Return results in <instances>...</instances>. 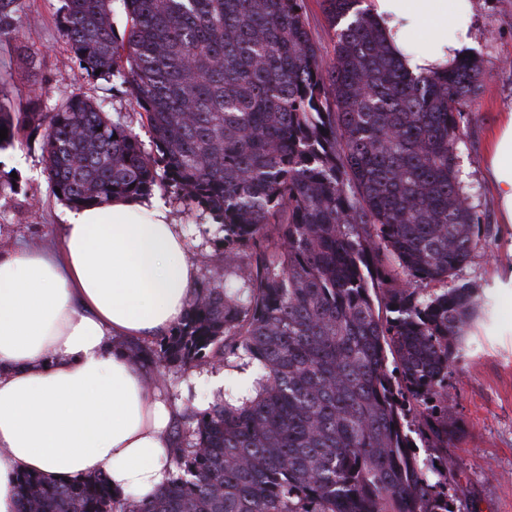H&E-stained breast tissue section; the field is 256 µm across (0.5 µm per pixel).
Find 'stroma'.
<instances>
[{
    "label": "stroma",
    "mask_w": 512,
    "mask_h": 512,
    "mask_svg": "<svg viewBox=\"0 0 512 512\" xmlns=\"http://www.w3.org/2000/svg\"><path fill=\"white\" fill-rule=\"evenodd\" d=\"M63 7L64 0H21L15 32L0 37V64L12 68L5 92L14 110L26 111L36 98L42 111L48 112L80 93L103 101L106 112L125 113L143 146H150L151 133L126 94L114 91L106 81L80 78L59 33ZM473 12L472 54L481 61L484 78L464 115L465 136L458 156L471 203L490 232L459 279L480 287L490 314L472 328L448 376V392L464 431L460 446L448 451L453 463L448 492L456 496L460 512H512V231L497 222L484 158L501 112L512 109V0H473ZM18 43L35 56L37 69L17 65ZM44 167L39 141L0 151V182L7 184L0 189V251L20 244L58 247L67 205L52 194ZM152 197L170 209L182 228L188 255L197 261L199 280L222 276V266L207 259L212 227L201 221L199 211L170 193L156 191ZM218 379L236 391L246 383L243 371L224 367L175 369L167 374L162 392L180 410L175 425H182L190 410L206 407Z\"/></svg>",
    "instance_id": "stroma-1"
}]
</instances>
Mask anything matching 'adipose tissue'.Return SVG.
I'll use <instances>...</instances> for the list:
<instances>
[{
    "mask_svg": "<svg viewBox=\"0 0 512 512\" xmlns=\"http://www.w3.org/2000/svg\"><path fill=\"white\" fill-rule=\"evenodd\" d=\"M401 67L447 71L473 46L471 0H368ZM499 221L512 225V110L487 153ZM196 267L168 207L116 199L66 210L57 249L0 252V512L17 478L104 474L114 492L153 493L174 440L173 409L121 343L185 315Z\"/></svg>",
    "mask_w": 512,
    "mask_h": 512,
    "instance_id": "1",
    "label": "adipose tissue"
}]
</instances>
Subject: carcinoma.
<instances>
[{"label": "carcinoma", "mask_w": 512, "mask_h": 512, "mask_svg": "<svg viewBox=\"0 0 512 512\" xmlns=\"http://www.w3.org/2000/svg\"><path fill=\"white\" fill-rule=\"evenodd\" d=\"M64 2L80 77L124 88L153 149L74 94L53 112L1 97L0 150L39 137L73 207L159 188L208 215L234 284L198 283L184 319L132 342V360L150 383L186 367L256 377L188 416L151 495L118 496L102 474H23L19 512H456L448 374L483 309L457 282L482 227L456 146L480 61L404 71L363 0H322L329 61L305 0ZM16 12L0 0L1 37Z\"/></svg>", "instance_id": "carcinoma-1"}]
</instances>
